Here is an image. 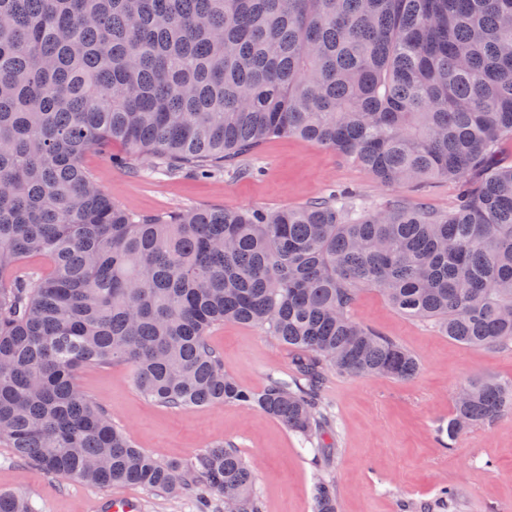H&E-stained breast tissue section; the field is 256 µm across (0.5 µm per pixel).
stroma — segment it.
<instances>
[{"label": "stroma", "instance_id": "35a3bbf8", "mask_svg": "<svg viewBox=\"0 0 512 512\" xmlns=\"http://www.w3.org/2000/svg\"><path fill=\"white\" fill-rule=\"evenodd\" d=\"M126 154L116 143L111 154L88 153L84 164L113 201L144 216L183 209L275 211L338 190L372 206L396 199L445 212L457 193L437 180L381 184L356 162L289 135L270 139L256 156L238 158L212 178L172 175L144 157L125 168L113 165V158ZM353 315L410 351L420 370L409 381L332 378L323 399L333 430L317 452L255 406L161 407L139 392L131 367L123 363L83 367L75 384L161 461L185 463L205 448L234 445L255 468L264 512H314L317 453L330 461L337 512H408L420 502L429 503L430 512H512V414L466 430L448 445L440 437L467 379L512 381V352L457 344L432 323L402 315L372 288L360 291ZM208 336L224 358L225 373L252 391H261L269 375L293 371V351L261 328L227 322ZM443 484L452 488L453 499L440 497ZM0 492L29 496L40 512H97L103 498L115 495L135 501L138 512H198L185 496L46 475L17 458L4 441Z\"/></svg>", "mask_w": 512, "mask_h": 512}]
</instances>
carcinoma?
Masks as SVG:
<instances>
[{
  "label": "carcinoma",
  "instance_id": "obj_1",
  "mask_svg": "<svg viewBox=\"0 0 512 512\" xmlns=\"http://www.w3.org/2000/svg\"><path fill=\"white\" fill-rule=\"evenodd\" d=\"M296 135L385 185L462 188L436 213L346 198L296 208L123 210L83 167L120 143L174 173H214ZM512 0H0V440L49 475L264 512L237 448L161 462L81 394L123 363L182 409L257 404L310 442L332 376L410 380L416 357L356 321L364 287L467 347L512 351ZM49 258L51 272L24 260ZM258 326L296 353L254 394L208 331ZM448 439L512 412L474 378ZM314 512H336L318 474ZM0 512H36L0 494Z\"/></svg>",
  "mask_w": 512,
  "mask_h": 512
}]
</instances>
